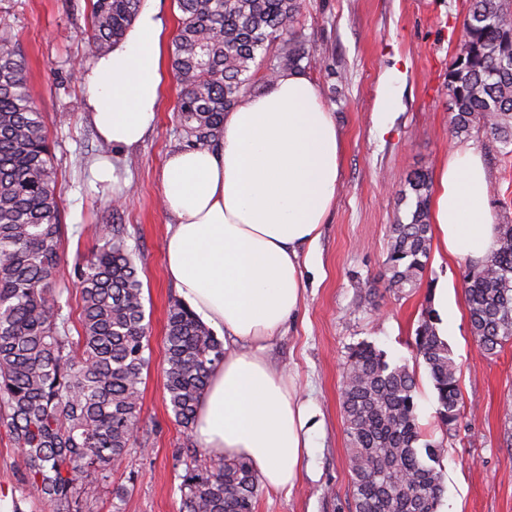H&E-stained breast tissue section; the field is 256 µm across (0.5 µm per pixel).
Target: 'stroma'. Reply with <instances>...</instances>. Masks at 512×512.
I'll list each match as a JSON object with an SVG mask.
<instances>
[{
    "mask_svg": "<svg viewBox=\"0 0 512 512\" xmlns=\"http://www.w3.org/2000/svg\"><path fill=\"white\" fill-rule=\"evenodd\" d=\"M467 0H303L296 31L315 61L307 73L343 135L342 185L304 268L297 313L266 348L267 359L291 374L302 398L319 411L311 465L291 490L261 492L255 512H351L347 436L340 390L348 347L369 342L392 363L411 361L408 345L431 288H448L445 341L458 367L460 416L452 436L434 419L437 393L417 365L418 420L426 438L444 443L446 491L440 512H512V340L484 354L471 333L464 259L430 257L419 288L396 294L382 277L389 227L408 222L410 202L398 199L407 175H437L440 163L464 145L480 152L490 171L489 207L496 223L512 224V154L484 135L453 137L445 79L460 47ZM26 62L27 88L52 143L60 221L59 285L78 305L75 267L98 246L97 229L119 224L133 251L150 323V363L141 385L144 428L112 483L82 512H180L184 448L193 433L177 425L164 390L166 311L179 294L165 275L167 216L159 171L182 148L174 108L179 85L166 71L154 129L134 150L102 148L80 110L81 73L91 62L86 0H0ZM389 88L386 117L375 110ZM109 160L113 179L96 181L91 165ZM16 450L0 429V493L20 512H49L15 465ZM123 489L115 498L114 489Z\"/></svg>",
    "mask_w": 512,
    "mask_h": 512,
    "instance_id": "1",
    "label": "stroma"
}]
</instances>
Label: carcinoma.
<instances>
[{"label":"carcinoma","mask_w":512,"mask_h":512,"mask_svg":"<svg viewBox=\"0 0 512 512\" xmlns=\"http://www.w3.org/2000/svg\"><path fill=\"white\" fill-rule=\"evenodd\" d=\"M143 0H87V53L98 56L125 36ZM171 41L179 84L177 122L187 148L224 133V113L254 88L253 68L274 79L312 62L296 24L302 0H177ZM459 51L448 68L450 132L483 133L512 153V0H469ZM428 172L409 175L401 200L414 199L406 224L389 227L383 263L388 288L417 287L431 242ZM56 171L48 131L27 89L20 45L0 29V425L16 466L53 512H81L143 429L140 384L149 358L142 283L123 229H99V245L77 272L81 331L69 336L62 292ZM471 332L488 355L512 339V224L498 249L466 268ZM425 310L414 357L437 393L436 418L457 425V366ZM224 345L182 302L168 309L165 390L175 421L189 429ZM342 414L349 442L353 512H439L445 491L440 442L422 441L418 382L405 363L369 342L348 347ZM183 512H255L260 486L244 461L204 448L184 450Z\"/></svg>","instance_id":"cac0c4a2"}]
</instances>
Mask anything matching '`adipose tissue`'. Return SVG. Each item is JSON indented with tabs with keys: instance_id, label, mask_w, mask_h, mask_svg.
I'll return each instance as SVG.
<instances>
[{
	"instance_id": "ef3b65f1",
	"label": "adipose tissue",
	"mask_w": 512,
	"mask_h": 512,
	"mask_svg": "<svg viewBox=\"0 0 512 512\" xmlns=\"http://www.w3.org/2000/svg\"><path fill=\"white\" fill-rule=\"evenodd\" d=\"M166 24L160 0H144L125 37L87 66L80 106L104 141L132 148L153 127ZM341 155L317 85L288 70L225 112L217 143L176 150L160 170L166 274L203 323L237 343L211 373L194 435L200 447L249 462L273 491L296 484L319 422L293 381L267 363L264 344L298 310L301 258L336 198ZM489 184L479 152L449 154L432 200L438 255L479 263L496 251Z\"/></svg>"
}]
</instances>
